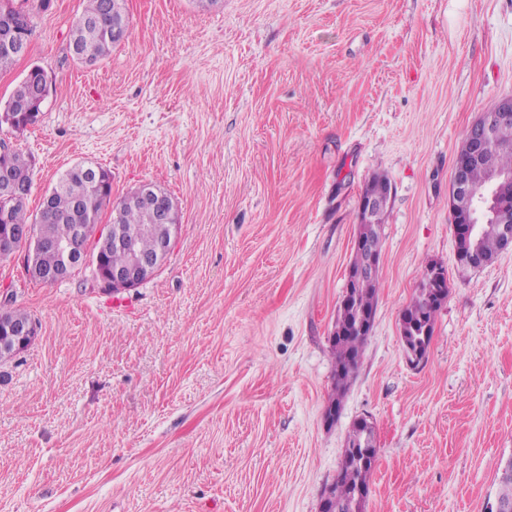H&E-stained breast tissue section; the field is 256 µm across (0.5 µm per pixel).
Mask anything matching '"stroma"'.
I'll return each instance as SVG.
<instances>
[{"instance_id": "stroma-1", "label": "stroma", "mask_w": 512, "mask_h": 512, "mask_svg": "<svg viewBox=\"0 0 512 512\" xmlns=\"http://www.w3.org/2000/svg\"><path fill=\"white\" fill-rule=\"evenodd\" d=\"M35 124L36 215L80 162L120 200L151 181L180 230L159 273L117 294L83 272L31 280L0 258V306L39 335L0 365V512H320L353 423L377 461L365 512H488L512 457V249L455 263L448 204L472 123L512 96V0H126L128 35L88 66L83 0H12ZM392 185L373 330L333 424L329 338L369 179ZM448 271L425 362L400 319ZM2 1H0V29L4 24H13L30 39L32 28L30 21L29 24L27 23L29 14L22 9H16L8 5L9 0H6V5H2ZM41 94L42 86L38 75L34 74L33 76H28L13 91L9 101L7 102L6 110L11 103H30L33 106V110L29 111L25 116V123L32 124L36 121L40 113L42 105V102H40ZM423 277L433 286V288H440V290H437L436 295L441 301L442 307L447 299V296L445 297V288L448 286V274L446 268L440 263H431L425 269Z\"/></svg>"}]
</instances>
